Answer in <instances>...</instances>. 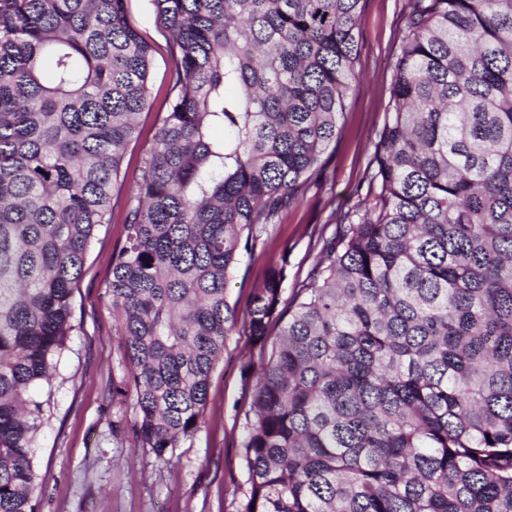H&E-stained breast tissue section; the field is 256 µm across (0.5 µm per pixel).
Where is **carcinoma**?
Instances as JSON below:
<instances>
[{"label":"carcinoma","instance_id":"obj_1","mask_svg":"<svg viewBox=\"0 0 512 512\" xmlns=\"http://www.w3.org/2000/svg\"><path fill=\"white\" fill-rule=\"evenodd\" d=\"M126 2L0 0V512H37L44 391L150 102ZM362 2L151 0L169 104L107 294L112 404L159 459L200 428L241 238L340 132ZM394 56L369 203L247 313L242 512H512V0H409Z\"/></svg>","mask_w":512,"mask_h":512}]
</instances>
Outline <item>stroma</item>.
I'll list each match as a JSON object with an SVG mask.
<instances>
[{"instance_id": "35a3bbf8", "label": "stroma", "mask_w": 512, "mask_h": 512, "mask_svg": "<svg viewBox=\"0 0 512 512\" xmlns=\"http://www.w3.org/2000/svg\"><path fill=\"white\" fill-rule=\"evenodd\" d=\"M407 11V0H364L358 78L351 84L338 138L325 154L321 176L301 192L298 203L242 250L228 288L240 322L227 336L224 359L212 374L198 432L167 462L132 438L113 434L107 394L109 381L122 366L105 287L112 252L124 240L125 203L167 111L171 70L170 36L157 25L150 0H127L130 24L153 48L152 104L138 117L141 135L129 146L113 189L112 221L98 229L74 292L76 329L59 365L51 416L35 450L40 512H240L248 491L245 413L256 383L254 368L262 357L249 343L243 321L269 270L287 265L288 288L302 284L323 238L334 232L339 216L364 198Z\"/></svg>"}]
</instances>
